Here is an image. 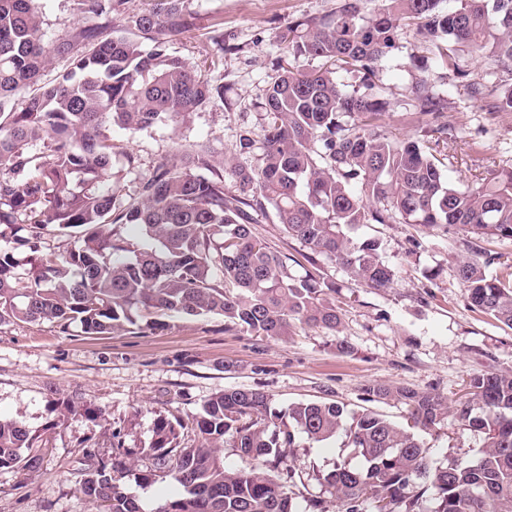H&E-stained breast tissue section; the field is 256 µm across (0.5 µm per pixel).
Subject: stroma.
<instances>
[{"mask_svg":"<svg viewBox=\"0 0 512 512\" xmlns=\"http://www.w3.org/2000/svg\"><path fill=\"white\" fill-rule=\"evenodd\" d=\"M339 0H189L195 30L174 37L171 51L206 77L222 78L224 101L183 124L164 123L142 131L113 128L119 151L115 167L126 168L128 191H135L160 158L177 159L179 148L209 146L216 159L239 154L243 136L261 140L259 102L281 49L279 31L289 21L333 11ZM43 30L58 37L84 25L77 0H42ZM221 24L223 55L208 39ZM412 34L401 35L379 65L389 110L383 121L396 138L419 135L426 120L405 110L410 59L423 55ZM429 75L448 108L449 136L474 142L464 159L447 165L449 180L464 188L473 175L512 166V113L489 111L471 100L463 80L437 68ZM137 159L127 168L125 151ZM360 236L382 243V257L396 273L393 287L357 285L348 269L320 258V276L336 284L341 315L333 330L300 326L286 337L262 336L225 326L219 315L168 317L158 331H118L87 335L78 327L61 332L56 324L0 325V416L22 421L48 441L36 472H0V512H102L78 489L76 460L84 447L99 458L112 455V435L125 447H148L153 421L199 413L214 394L231 388L265 391L276 409L300 401L338 402L348 412L365 408L362 389L371 383L437 391L456 399L468 374L512 370V328L474 312L457 268L482 254L487 275L512 265V241L475 235L465 227L424 228L416 224H371ZM67 399L101 408L105 419L92 423L66 415ZM421 439L434 459L472 460L479 438L456 420Z\"/></svg>","mask_w":512,"mask_h":512,"instance_id":"1","label":"stroma"}]
</instances>
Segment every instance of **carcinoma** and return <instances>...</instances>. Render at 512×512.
<instances>
[{"instance_id": "obj_1", "label": "carcinoma", "mask_w": 512, "mask_h": 512, "mask_svg": "<svg viewBox=\"0 0 512 512\" xmlns=\"http://www.w3.org/2000/svg\"><path fill=\"white\" fill-rule=\"evenodd\" d=\"M122 2L78 0L88 22L47 40L40 0H0V323L49 321L100 335L147 311L149 330L173 314L220 315L273 337L298 324L336 328V286L296 278L289 257L254 234L252 225L271 215L310 250L309 264L324 256L373 289L392 287L395 272L379 240L356 235L365 224L400 218L512 240V168L453 186L441 162L445 128L422 140L382 131L389 102L377 78L401 34L414 32L425 55L412 57L413 107L437 120L446 100L429 65L463 78L458 54L468 48L494 69L511 68L512 0H380L373 10L367 0H341L329 14L288 23L279 34L284 56L263 94L254 160L217 161L207 149L178 163L162 159L133 195L113 168L112 127L184 123L224 101V84L169 51L173 36L195 27L186 0L134 16ZM301 58L322 64L305 71L293 65ZM56 59L67 69L45 78ZM342 71L358 78L350 91ZM465 87L492 111L512 112V85L485 79ZM117 226L135 235L122 237ZM458 278L473 309L512 328L511 271L489 278L471 259ZM364 393L369 402L402 401L407 424L367 410L349 416L337 402L281 412L263 391L229 389L187 421L157 417L149 447L138 451L140 470L120 441L109 461L83 449L79 491L105 512H297L299 497L308 512H326V500L304 495L313 479L343 512H512V371L471 374L451 403L379 383ZM64 411L103 419L87 403L68 402ZM450 416L481 435L476 460H430L419 433ZM339 433L361 464L342 457L310 475L298 463L299 439ZM226 436L247 467H224ZM33 447L23 423L0 419V470H39L43 457ZM135 469L140 486L172 475L181 492L146 510L123 482Z\"/></svg>"}]
</instances>
